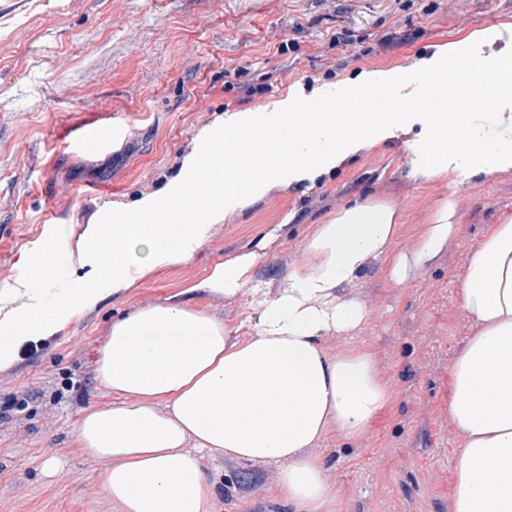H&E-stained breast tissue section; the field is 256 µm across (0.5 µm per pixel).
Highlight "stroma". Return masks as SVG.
Masks as SVG:
<instances>
[{"mask_svg":"<svg viewBox=\"0 0 512 512\" xmlns=\"http://www.w3.org/2000/svg\"><path fill=\"white\" fill-rule=\"evenodd\" d=\"M491 28L512 30V0H0V291L20 285L27 256L56 226L71 278L85 281L87 226L174 180L199 131L224 114L263 113L300 86L337 90L362 70L406 74L434 45ZM245 83L265 91L245 97ZM463 111L469 143L453 153L448 179L420 168L426 125L411 120L329 172L270 186L204 228L187 258L105 296L0 370V400H28L0 419V512H111L105 464L80 448L75 430L83 409L112 404L93 368L113 319L165 303L276 227L252 271L263 297L246 288L191 299L232 338L253 335L259 300L273 299L303 261L314 226L358 198L400 212V252L444 201H454L461 229L436 263L403 282L372 266L351 291L369 309L364 325L324 341L333 355L370 353L390 391L364 436L332 430L316 447L328 464L326 512H451L462 438L448 416L449 365L472 334L457 286L465 255L512 216V170L478 172L512 129L495 103L472 98ZM102 113L124 125L122 138L75 151L69 131ZM51 456L60 462L53 474L43 466ZM203 468L213 512H289L272 491L275 466L207 457Z\"/></svg>","mask_w":512,"mask_h":512,"instance_id":"obj_1","label":"stroma"}]
</instances>
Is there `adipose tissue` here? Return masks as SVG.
<instances>
[{
    "instance_id": "adipose-tissue-1",
    "label": "adipose tissue",
    "mask_w": 512,
    "mask_h": 512,
    "mask_svg": "<svg viewBox=\"0 0 512 512\" xmlns=\"http://www.w3.org/2000/svg\"><path fill=\"white\" fill-rule=\"evenodd\" d=\"M464 42L415 60L433 130L427 175L447 177L464 123L449 102L462 97L445 75ZM474 92L512 112V55L491 62ZM452 202L424 225L417 248L394 251L399 214L367 200L341 209L306 239L305 258L277 296L262 302L254 336L231 340L223 322L178 300L140 309L112 324L94 380L114 397L87 409L76 439L104 461L113 512H213L203 455L274 463V492L291 512H322L326 463L313 454L332 429L355 440L389 402L371 354L333 355L325 337L357 332L364 304L346 297L373 264L394 281L440 257L459 226ZM216 264L194 293H238L250 284L259 250ZM460 305L475 331L452 361L448 413L464 444L452 473L451 512H512V217L464 259Z\"/></svg>"
}]
</instances>
